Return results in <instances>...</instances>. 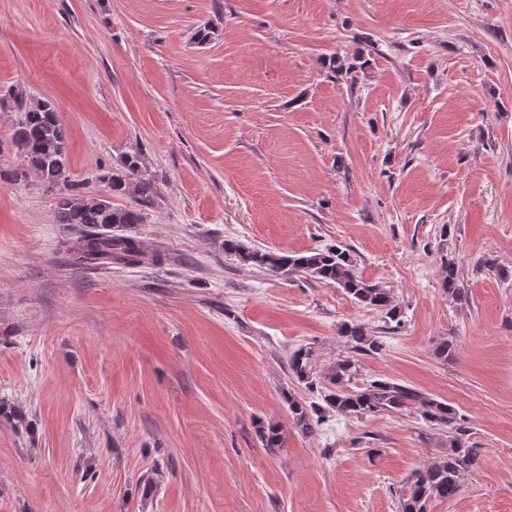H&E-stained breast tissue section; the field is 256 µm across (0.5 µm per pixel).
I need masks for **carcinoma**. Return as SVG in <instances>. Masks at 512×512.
Masks as SVG:
<instances>
[{"mask_svg":"<svg viewBox=\"0 0 512 512\" xmlns=\"http://www.w3.org/2000/svg\"><path fill=\"white\" fill-rule=\"evenodd\" d=\"M366 64L368 61L361 60L357 55L353 56L351 63L335 56L330 63V70L334 74H341L358 68L362 70ZM11 143L22 156L24 166L23 170L14 172L15 178L21 179L32 171L48 187L68 186L67 130L53 102L39 99L26 106L16 123ZM102 179L108 182L112 194H129L135 205L114 207L112 203L98 197L65 192L59 194L55 203L56 222L88 228V232L77 238L70 247L76 264L99 266L115 262L140 265L144 263V254L134 239L106 235L98 232V228L143 223L141 206L154 198L157 192L155 182L141 171L140 159L136 155L126 156L120 167L102 176ZM224 252L241 263L274 273L315 276L342 288L360 306L383 314L385 319L394 323L392 329L401 325L390 291L365 283L354 271L348 249L339 245L289 254L250 249L235 240L226 239ZM443 287L454 301L466 299L464 290L457 284L456 266L452 261L448 262ZM339 334L360 354H373L382 348L379 338L361 322L343 324ZM311 357V349L302 347L288 359L292 375L308 391L319 392L323 401L320 405L316 402L307 403L295 396L288 397V410L301 432H314L315 426L325 419L327 413L364 418L382 412L402 414L415 409L423 421L448 429L451 434L450 452L448 458L411 473L407 481L408 492L400 500V512H428L431 499H452L459 493L462 476L475 466L478 456L476 450L467 444L468 428L460 423L453 407L388 379L373 380L363 389L350 390L347 383L357 372V361L351 358L339 361L328 377L327 384L319 388L313 377ZM256 436L261 446L270 452L283 447L282 433L276 424H259Z\"/></svg>","mask_w":512,"mask_h":512,"instance_id":"1","label":"carcinoma"}]
</instances>
